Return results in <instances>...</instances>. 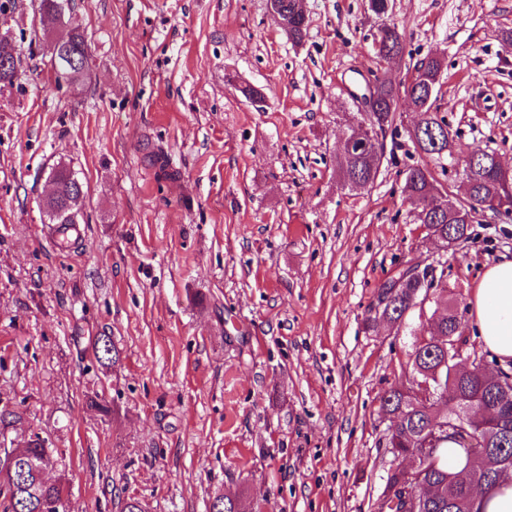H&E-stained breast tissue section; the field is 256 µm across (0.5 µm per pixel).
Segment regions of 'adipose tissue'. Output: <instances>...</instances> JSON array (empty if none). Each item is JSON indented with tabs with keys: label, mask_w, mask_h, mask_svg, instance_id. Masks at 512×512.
<instances>
[{
	"label": "adipose tissue",
	"mask_w": 512,
	"mask_h": 512,
	"mask_svg": "<svg viewBox=\"0 0 512 512\" xmlns=\"http://www.w3.org/2000/svg\"><path fill=\"white\" fill-rule=\"evenodd\" d=\"M486 350L501 363L512 362V259L491 265L470 300Z\"/></svg>",
	"instance_id": "adipose-tissue-1"
}]
</instances>
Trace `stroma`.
I'll return each instance as SVG.
<instances>
[{"mask_svg":"<svg viewBox=\"0 0 512 512\" xmlns=\"http://www.w3.org/2000/svg\"><path fill=\"white\" fill-rule=\"evenodd\" d=\"M38 8L0 0L19 69L0 90V448L56 450L71 512H209L225 492L246 512H377L394 463L379 397L434 309L373 321L378 286L423 258L467 317L512 222L477 212L448 249L417 222L410 167L465 195L460 166L415 149L407 106L368 188H343L339 142L373 74L437 56L458 148L512 167V0H305L298 44L267 0H72L55 26ZM385 24L405 50L382 68ZM72 29L89 66L67 80L50 45ZM59 165L85 191L65 250L42 205Z\"/></svg>","mask_w":512,"mask_h":512,"instance_id":"35a3bbf8","label":"stroma"}]
</instances>
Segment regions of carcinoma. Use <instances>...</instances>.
Returning a JSON list of instances; mask_svg holds the SVG:
<instances>
[{
  "label": "carcinoma",
  "instance_id": "carcinoma-1",
  "mask_svg": "<svg viewBox=\"0 0 512 512\" xmlns=\"http://www.w3.org/2000/svg\"><path fill=\"white\" fill-rule=\"evenodd\" d=\"M70 5V0H41V13L45 19H54ZM277 16L287 22L288 35L299 43L306 35L307 20L296 11L295 0H275ZM376 55L389 60L403 52L401 33L394 25L385 24L375 41ZM61 48L82 58L81 69L88 67L85 37L78 32L67 35ZM410 82L396 83L386 78H375L371 95L378 103L375 122L379 130L394 121L397 103L403 93H411L423 116L420 119L419 139L427 142L426 153L441 158H454L452 133H444L445 122L438 119L425 105L429 82L440 77L442 63L436 57L422 60L414 68ZM443 137L447 151L441 153L431 148L433 136ZM368 152L342 155L340 177L348 188L361 189L375 182L378 171L370 169ZM462 175L469 185V201L454 203L448 194L436 184L431 172L425 167H411L406 171L404 193L417 209V220L427 226L443 246L448 239L462 242L468 239L472 212L476 207L491 202L512 185V176L504 178L502 169L495 164V153L481 152L476 160L463 159ZM56 197L44 203L45 211L55 224H77L84 198L83 188L76 187L78 178L63 166L55 171ZM432 283L408 281L396 287L395 278L380 285L381 293L390 296V303L382 314L392 320L402 318L415 292H425ZM438 308L434 310V331L429 340L415 344L410 354L412 379L429 382L434 395L422 402L411 393V387L395 385L381 396L382 410L393 419L385 435V447L394 459L416 454L417 450L430 446V452L420 456L413 470L404 472L398 467L387 474L384 489L378 502V512H481L480 503L474 496L464 472H473L484 479L483 486L492 487L505 479L498 474L497 466L512 462V402L507 408L495 410L487 420L482 414L483 404H470V398L478 392L490 394L505 386L512 389V365L503 368L496 365L497 379L488 380L481 368L485 357H473L472 371L461 373L448 364V337L460 340L464 335V323L457 304L448 298V289H438ZM98 361L114 365L119 360L109 337L100 336L92 345ZM489 438L490 452L479 455L472 451L479 438ZM464 462L463 469L455 471L448 466V457ZM47 468L54 463L52 452L44 442L32 438L23 448H0V507L3 512H66L63 488L44 479L33 471L31 461ZM210 512H241L238 496H217L211 502Z\"/></svg>",
  "mask_w": 512,
  "mask_h": 512
}]
</instances>
